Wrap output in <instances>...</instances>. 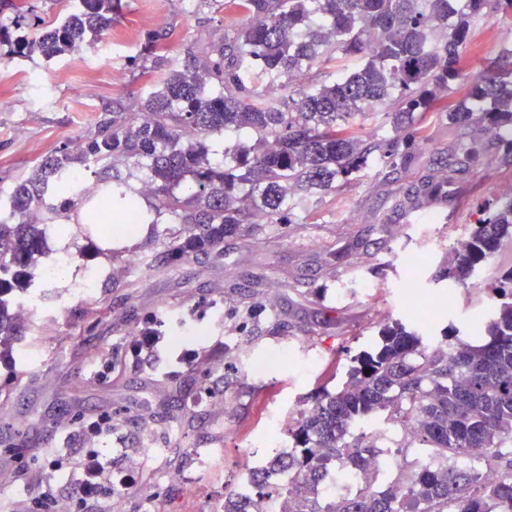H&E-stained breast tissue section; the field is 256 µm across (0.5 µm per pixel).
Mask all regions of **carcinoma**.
Wrapping results in <instances>:
<instances>
[{
    "instance_id": "carcinoma-1",
    "label": "carcinoma",
    "mask_w": 512,
    "mask_h": 512,
    "mask_svg": "<svg viewBox=\"0 0 512 512\" xmlns=\"http://www.w3.org/2000/svg\"><path fill=\"white\" fill-rule=\"evenodd\" d=\"M241 16L224 38L185 48L187 64L168 57V34H151L145 51L163 77L136 112H114L75 148L52 150L9 191L0 220V338L20 332L7 299L42 288L49 257L48 226H83L87 244L74 252L124 263L127 248L106 250L91 241L99 225L167 223L156 236L154 269L199 256L224 257V239L248 237L267 224H292L310 211L314 194L346 189L352 176L385 159L407 169L426 141L425 122L438 111L461 130L494 140L497 159L512 166V69L497 62L466 73L463 51L471 26L495 13L512 15V0H230ZM114 0H81L59 23H44L34 37L11 39L0 25V43L13 53L46 59L72 54L88 38L112 28ZM358 66L339 78L313 82L310 70L338 56ZM468 85L466 103H448L454 82ZM278 83L275 97L266 86ZM384 111L388 134L363 138L356 122ZM250 129V146L220 155L211 138ZM468 147L442 181L407 195L442 194L452 175L471 167ZM90 170L96 193H79L69 173ZM482 217L455 250L443 278L461 286L512 244V197L481 209ZM491 303L470 327L472 341L450 327L433 341L414 324L385 323L371 352L353 359L334 390L306 397L288 431L292 447L249 471L252 494L224 496L223 512H512V267L497 271ZM380 416L404 429L410 443L438 464L400 471L391 489L368 481L353 494L318 502L330 473L374 468L383 449L355 433L356 424ZM476 458L481 466L448 464ZM485 472H495L489 479Z\"/></svg>"
}]
</instances>
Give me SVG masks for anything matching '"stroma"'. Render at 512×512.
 I'll return each instance as SVG.
<instances>
[{
    "mask_svg": "<svg viewBox=\"0 0 512 512\" xmlns=\"http://www.w3.org/2000/svg\"><path fill=\"white\" fill-rule=\"evenodd\" d=\"M225 0H118L112 29L80 52L50 61L9 55L0 46V190L30 173L52 149L82 139L112 112H134L151 86L130 59L152 31L168 32L171 56L187 43L219 36L233 23ZM33 13L18 19L0 0V24L32 32L34 24L62 19L78 0H30ZM512 48V16L476 22L464 54L467 71H481ZM414 164L394 180L377 167L360 173L343 193L320 195L313 218L263 225L257 240L227 239L217 261H188L167 272L143 267L119 274L102 320L91 330L53 311L27 319L23 333L0 358V403L11 412L15 449L0 447V512H17L25 483L41 478L40 449L62 464L54 479L67 487L80 477L88 447L129 469L137 484L170 512H208L234 492L250 461L296 417L301 401L351 360L372 350L378 330L410 321L412 303L429 298L438 308L432 337L446 326L466 328L484 309L490 273L468 287L441 279L446 256L471 231L481 204L499 203L512 186V166L494 153L456 177L445 194L416 211L402 207L405 190L439 179L462 143L447 117L434 116ZM392 253L422 255L406 277ZM158 339L152 355L134 358L144 329ZM193 354L185 362L184 354ZM111 357L99 376L88 358ZM235 370H228L227 362ZM221 388L219 414L194 412L185 399ZM102 413L112 432L85 443L67 433ZM156 418L160 431L180 429L184 443L161 459L142 455L140 422ZM217 444L224 457L193 490L160 481L162 472H190L196 449Z\"/></svg>",
    "mask_w": 512,
    "mask_h": 512,
    "instance_id": "obj_1",
    "label": "stroma"
}]
</instances>
